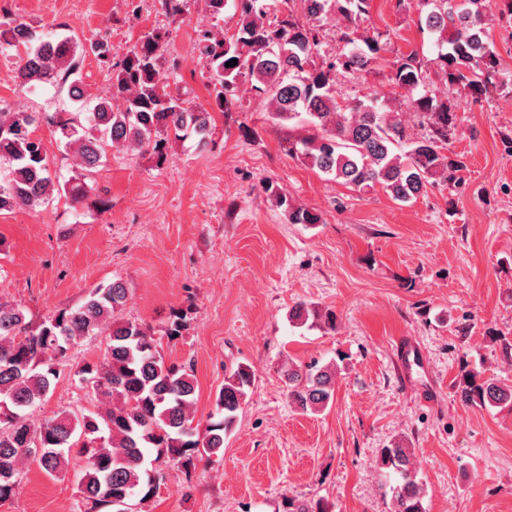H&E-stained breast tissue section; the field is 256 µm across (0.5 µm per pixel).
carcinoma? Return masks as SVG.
<instances>
[{
  "instance_id": "carcinoma-1",
  "label": "carcinoma",
  "mask_w": 512,
  "mask_h": 512,
  "mask_svg": "<svg viewBox=\"0 0 512 512\" xmlns=\"http://www.w3.org/2000/svg\"><path fill=\"white\" fill-rule=\"evenodd\" d=\"M233 2L237 33L226 39L209 30L198 33L209 69L211 97L220 112L232 104L238 83L250 82L267 101L271 118L304 129L288 137L284 149L327 179L370 192L381 188L393 200L409 203L438 183L456 182L464 168L460 158L442 153L458 126L464 100L479 101L508 88L498 79L499 57L487 40L489 0H420L426 7L422 30L434 37L436 57L424 62L418 52L392 61L387 84L407 91L401 109L373 92L348 105L336 98V79L351 72L372 73L384 51L383 34L358 33L372 0H209L216 14ZM336 21L342 49L321 53V21ZM168 30H155L120 59L109 43L88 44L71 36L43 34L26 23H5L0 52L23 49L17 68L19 86L69 82L78 55L92 53L111 71L109 94L89 112L67 118L40 112L0 108V211L17 206L41 207L64 193L74 199L93 190L85 182L107 159V149L121 145L130 152L152 150L166 160L174 137L195 136L208 146L214 117L170 91V74L161 58ZM237 60L234 67L226 63ZM434 67L441 86L426 83V64ZM54 127L59 141L84 171L82 180L60 182L51 160L34 136L40 120ZM420 132L413 133L414 127ZM266 191L283 208L291 224H317L319 216L294 205L272 185ZM127 288L115 281L92 289L82 304L61 309L36 329H29L21 304L0 301V500L10 497L22 466L33 461L54 477L68 465L71 448L84 456L83 500L86 512H133L150 499L163 479L159 462L183 468L195 460L219 456L231 432L253 376L238 367L216 394V413L204 430L193 426L197 383L191 364H166L154 335L140 324L122 321ZM289 320L299 326L336 327V315L306 303L295 304ZM105 336L100 357L84 361L79 381L97 400L94 409L77 414L60 411L39 424L31 411L46 398L58 366L88 336ZM288 402L298 411L318 414L335 399L336 366L288 364L284 371ZM460 400L481 407L512 409V388L494 376L464 372L458 379ZM382 465L397 475L391 487L392 512H425L424 485L414 467L413 452L401 442L381 451Z\"/></svg>"
}]
</instances>
